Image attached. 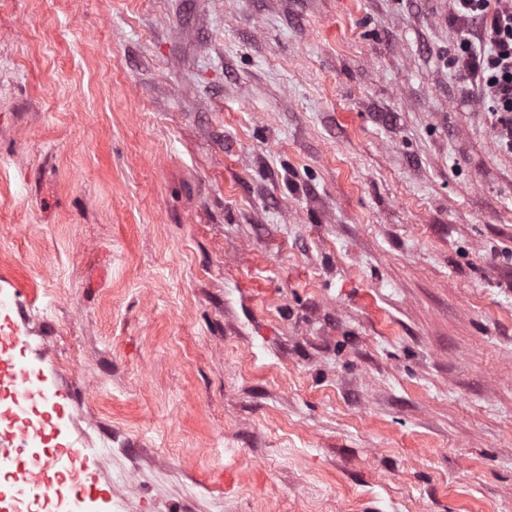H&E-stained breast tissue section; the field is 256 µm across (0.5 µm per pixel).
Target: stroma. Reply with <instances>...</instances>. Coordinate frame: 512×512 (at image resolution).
Wrapping results in <instances>:
<instances>
[{
    "mask_svg": "<svg viewBox=\"0 0 512 512\" xmlns=\"http://www.w3.org/2000/svg\"><path fill=\"white\" fill-rule=\"evenodd\" d=\"M451 0H0V283L122 512H512V150Z\"/></svg>",
    "mask_w": 512,
    "mask_h": 512,
    "instance_id": "35a3bbf8",
    "label": "stroma"
}]
</instances>
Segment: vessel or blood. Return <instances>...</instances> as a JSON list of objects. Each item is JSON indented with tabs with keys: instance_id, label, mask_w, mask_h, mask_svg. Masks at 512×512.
<instances>
[{
	"instance_id": "1",
	"label": "vessel or blood",
	"mask_w": 512,
	"mask_h": 512,
	"mask_svg": "<svg viewBox=\"0 0 512 512\" xmlns=\"http://www.w3.org/2000/svg\"><path fill=\"white\" fill-rule=\"evenodd\" d=\"M12 312L11 303L0 301V400L11 401L0 411V420L10 423L0 430V466L10 469L16 498L51 496L60 475L72 473L86 493L65 512H119L118 503L98 489L91 456L70 440V391L31 356L28 334Z\"/></svg>"
}]
</instances>
